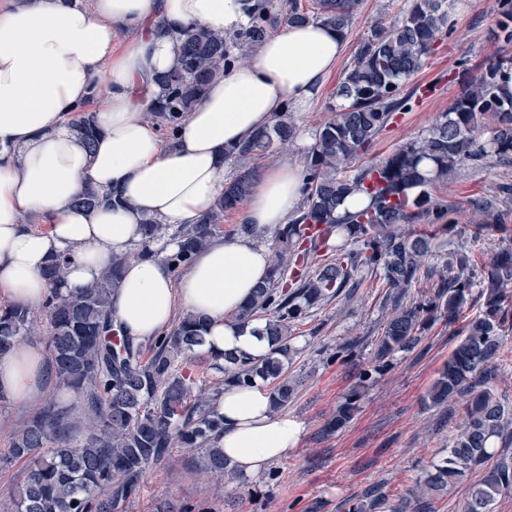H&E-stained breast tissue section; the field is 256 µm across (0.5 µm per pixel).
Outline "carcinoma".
<instances>
[{
  "mask_svg": "<svg viewBox=\"0 0 512 512\" xmlns=\"http://www.w3.org/2000/svg\"><path fill=\"white\" fill-rule=\"evenodd\" d=\"M398 19L375 26L362 38L354 65L336 95L347 101L336 117L321 125L307 156L303 199L298 215L278 232L279 248L268 280L257 288L239 319L250 322L270 314L264 334L271 340L260 361L245 355L209 357V368L224 374L226 385H248L256 377L272 383L275 411L294 399L295 384L286 371L295 353L290 330L311 310L337 296L362 269L380 271L393 295V315L384 325L369 365L360 373L365 384L380 373L397 352L414 348L426 325L441 318L453 323L472 304L480 311L464 326L462 336L429 392L432 405L458 401L463 423L448 446V454L432 465L417 483L412 497L390 512H433L432 499L476 470L475 482L462 512H494L496 500L512 494V458L496 456L498 439H512V404L498 398L490 385L499 360L503 333L512 326V247L500 248L488 261H477L465 250L448 253L442 266L425 264L444 248V236L454 230L445 204L432 199L427 187L452 168L488 159L512 161V96L498 87V74L512 67L501 57L478 78L467 81L423 139L402 146L379 162H365L379 133L393 114L409 109L401 95L403 83L416 74L435 43L449 33L447 0H406ZM319 13L305 12L298 0H288L285 22L319 20L341 35L348 31L355 0H317ZM497 40L512 43V0H500ZM273 23L271 0H255L248 27L232 34L189 26L175 66L158 79L159 93L147 109L160 128L175 133L181 121L204 96L208 84L244 62L261 45ZM71 126L87 148L100 130L94 115L81 110ZM294 127L286 115L271 128L232 147L227 159L266 157L274 145L292 141ZM254 171L241 167L224 184L213 209L199 223L169 233L167 224H148L140 254L172 235L178 250L166 261L187 266L216 235L223 232L224 214L248 196ZM360 192L370 204L355 212L337 213L345 196ZM476 232L486 228L509 235L512 228L501 214L477 204ZM400 224H423L415 236L396 230ZM327 252L318 273L303 276L309 254ZM129 256L112 257L100 278L75 293L57 288L66 260L53 259L44 276L53 287L46 302L49 355L56 387L83 397L91 421L83 438L74 436L72 408L52 397L20 425L3 460L27 462L22 484L0 504V512H121L140 487L146 469L174 447L199 448L203 467L217 479H230L235 469L217 446L224 416L216 401L220 392L197 397V382L182 373L179 358L203 343L200 318L185 314L170 333L157 338L149 352L116 332L110 314L112 290L121 280ZM433 290L418 292L408 305L402 298L417 284ZM33 321L23 306L0 307V354L32 335ZM360 393L353 391L328 423L331 430L350 421ZM386 498L365 493L352 512H378Z\"/></svg>",
  "mask_w": 512,
  "mask_h": 512,
  "instance_id": "cac0c4a2",
  "label": "carcinoma"
}]
</instances>
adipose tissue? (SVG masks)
I'll use <instances>...</instances> for the list:
<instances>
[{"mask_svg": "<svg viewBox=\"0 0 512 512\" xmlns=\"http://www.w3.org/2000/svg\"><path fill=\"white\" fill-rule=\"evenodd\" d=\"M253 0H8L0 7V298L36 306L50 293V257L67 256L62 292L92 284L113 255L143 238L145 224L196 223L224 189L225 151L269 127L286 106L306 111L340 62L345 42L323 23L285 25L247 62L213 80L171 140L143 113L158 93L155 78L177 59L184 28L238 31ZM133 38L115 50L120 33ZM92 110L101 134L86 148L68 119ZM295 159L258 173L245 223H287L302 194ZM116 190L119 202L86 210L75 199L87 186ZM37 215L42 230L26 224ZM163 238L150 255L130 261L111 297L120 335L161 336L177 308L199 315L206 352L260 357L268 343L258 322L236 319L269 271V248L251 237L217 241L174 281ZM40 345L20 344L0 357V394L23 403L44 392ZM218 445L238 474L259 477L287 457L302 427L271 411L262 381L225 387Z\"/></svg>", "mask_w": 512, "mask_h": 512, "instance_id": "adipose-tissue-1", "label": "adipose tissue"}]
</instances>
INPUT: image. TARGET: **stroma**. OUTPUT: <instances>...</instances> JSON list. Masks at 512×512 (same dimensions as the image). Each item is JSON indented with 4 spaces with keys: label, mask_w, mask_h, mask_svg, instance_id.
Segmentation results:
<instances>
[{
    "label": "stroma",
    "mask_w": 512,
    "mask_h": 512,
    "mask_svg": "<svg viewBox=\"0 0 512 512\" xmlns=\"http://www.w3.org/2000/svg\"><path fill=\"white\" fill-rule=\"evenodd\" d=\"M403 0H361L345 37L340 71L330 77L308 111L292 113L296 130L315 134L333 119L340 105L336 89L358 52L370 25L394 21ZM499 0H448L449 35L430 51L423 69L407 81L409 110L397 113L367 153L379 161L395 149L427 136L460 90L459 72L479 76L499 56H512L494 37ZM512 185V163L498 160L457 167L429 193L448 205L459 233L448 246L472 252L485 261L502 245L491 230L475 234L474 202H488L512 225V196L500 193ZM362 284L350 297L340 296L314 308L293 330L298 354L290 373L298 391L287 413L302 426L296 448L271 463L256 479L237 477L230 483L207 477L200 467L202 452L175 448L146 471L138 493L123 512H350L368 488H377L390 503L409 496L430 463L446 456L460 425V403L431 406L425 397L462 336L463 321H436L419 344L395 353L389 365L367 385L359 370L374 354L391 305L378 276L362 271ZM354 340L358 348L345 363L332 361L339 344ZM359 391L358 409L343 428L329 432L326 423L352 391Z\"/></svg>",
    "instance_id": "35a3bbf8"
}]
</instances>
